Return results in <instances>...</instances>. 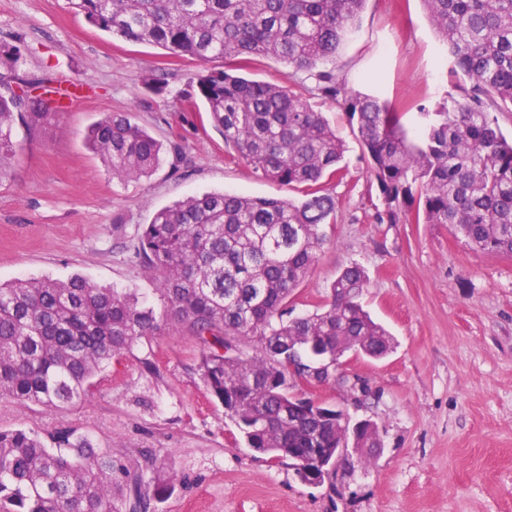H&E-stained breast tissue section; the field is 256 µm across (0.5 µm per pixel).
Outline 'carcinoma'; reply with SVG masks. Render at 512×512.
Wrapping results in <instances>:
<instances>
[{
  "mask_svg": "<svg viewBox=\"0 0 512 512\" xmlns=\"http://www.w3.org/2000/svg\"><path fill=\"white\" fill-rule=\"evenodd\" d=\"M452 61L459 95L419 108L418 141L403 113L377 95L352 90L336 58L356 30L366 0H69L99 30L147 43L202 65L182 104L206 106L230 159L302 200L226 192L192 195L155 212L137 253L158 284L159 311L130 290L82 277L18 279L0 285V397L65 408L93 395L94 378L143 336L175 331L200 343L211 395L231 413L246 445L274 460L288 449L330 452L345 429L293 401L298 373L357 348L370 358L391 349L385 329L363 309L365 270L352 264L331 285L326 310L287 318L288 303L326 242L336 198L323 179L339 172L345 145L304 93L239 72L258 58L307 72L315 91L342 98L356 119L363 154L381 195L378 220L448 224L475 248L512 256V140L494 112L512 108V0H422ZM16 45L0 44V176L12 167L16 125L40 128L44 81L22 73ZM89 147L116 176L139 179L158 166L163 145L121 114L90 130ZM55 447L25 430L0 431V512H117L140 507L173 477L112 481V455L75 430ZM358 461L380 447L364 427Z\"/></svg>",
  "mask_w": 512,
  "mask_h": 512,
  "instance_id": "obj_1",
  "label": "carcinoma"
}]
</instances>
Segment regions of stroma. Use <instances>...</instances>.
I'll list each match as a JSON object with an SVG mask.
<instances>
[{"label":"stroma","mask_w":512,"mask_h":512,"mask_svg":"<svg viewBox=\"0 0 512 512\" xmlns=\"http://www.w3.org/2000/svg\"><path fill=\"white\" fill-rule=\"evenodd\" d=\"M0 42L19 46L25 72L50 77L64 97L50 124L15 130L19 155L0 177V283L79 275L135 289L158 309L134 251L155 211L206 192L298 199L230 161L203 107L182 110L195 59L114 38L68 0H0ZM336 64L349 88L410 113L451 88L421 0H367ZM310 103L347 152L343 177L326 182L337 202L327 241L288 315L323 308L343 267L366 270L360 301L392 349L377 360L345 353L344 383L306 395L376 424L372 462L341 461L331 484L311 487L289 461L247 448L203 382L200 345L178 334L139 339L96 376L93 398L66 409L0 398V430H77L111 452L118 482L164 468L174 487L142 512H512V257L475 249L445 224L379 222L356 125L342 102ZM116 112L163 143L150 177L114 176L86 147L89 127Z\"/></svg>","instance_id":"stroma-1"}]
</instances>
